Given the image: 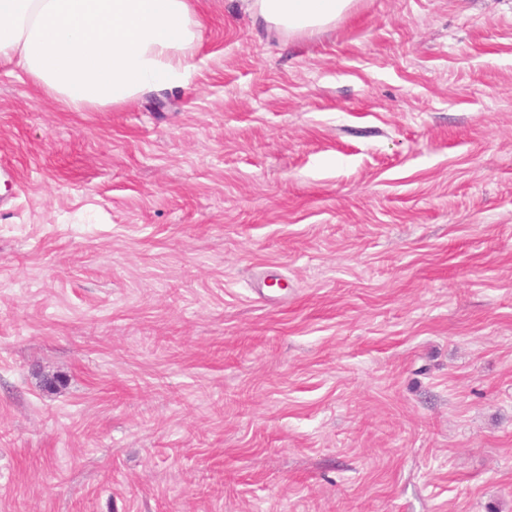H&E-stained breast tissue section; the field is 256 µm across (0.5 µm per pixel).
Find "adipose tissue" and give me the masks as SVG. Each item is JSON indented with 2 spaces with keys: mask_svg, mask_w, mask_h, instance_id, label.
Masks as SVG:
<instances>
[{
  "mask_svg": "<svg viewBox=\"0 0 512 512\" xmlns=\"http://www.w3.org/2000/svg\"><path fill=\"white\" fill-rule=\"evenodd\" d=\"M291 34L328 27L353 0H240ZM193 0H0V62L72 112L109 110L192 76Z\"/></svg>",
  "mask_w": 512,
  "mask_h": 512,
  "instance_id": "adipose-tissue-1",
  "label": "adipose tissue"
}]
</instances>
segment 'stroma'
<instances>
[{"mask_svg":"<svg viewBox=\"0 0 512 512\" xmlns=\"http://www.w3.org/2000/svg\"><path fill=\"white\" fill-rule=\"evenodd\" d=\"M196 8L109 111L0 63V512H512V0ZM257 20L288 34L328 27L346 14L353 0H239Z\"/></svg>","mask_w":512,"mask_h":512,"instance_id":"1","label":"stroma"}]
</instances>
